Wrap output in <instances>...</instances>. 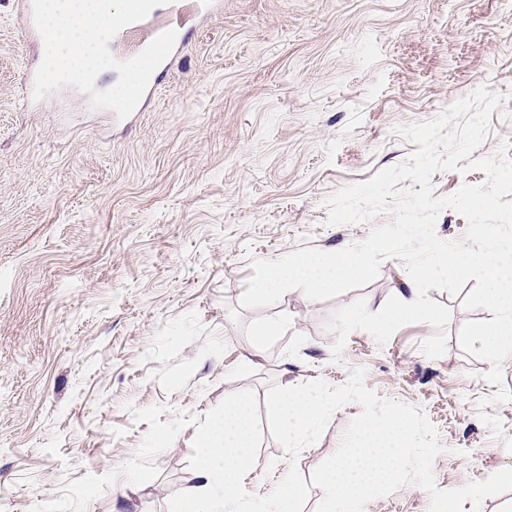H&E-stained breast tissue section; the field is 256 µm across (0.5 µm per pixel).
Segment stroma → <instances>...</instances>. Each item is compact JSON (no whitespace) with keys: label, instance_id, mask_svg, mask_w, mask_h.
I'll list each match as a JSON object with an SVG mask.
<instances>
[{"label":"stroma","instance_id":"1","mask_svg":"<svg viewBox=\"0 0 512 512\" xmlns=\"http://www.w3.org/2000/svg\"><path fill=\"white\" fill-rule=\"evenodd\" d=\"M158 92L130 124L88 112L54 92L24 105L42 58L0 0V512H31L61 487L129 462L148 423L130 407L204 415L227 395L322 379L344 384L355 367L379 396L422 408L444 451L439 488L512 467V357L503 380L463 352L461 297L429 290L452 311L447 350L421 343L433 326L399 329L385 345L352 331L341 362L325 327L365 299L378 311L409 275L385 261L376 280L327 300L287 292L271 306L239 305L250 257L276 259L364 240L389 214L328 223V199L415 151L399 125L436 118L485 86L503 100L475 157L512 145V0H224L199 21ZM283 332L262 352L265 323ZM332 417L297 465L303 476L332 455L353 417ZM195 427L158 454L156 479H117L86 512H168L194 488ZM288 457L264 434L245 488L269 494ZM410 485L365 512H429Z\"/></svg>","mask_w":512,"mask_h":512}]
</instances>
